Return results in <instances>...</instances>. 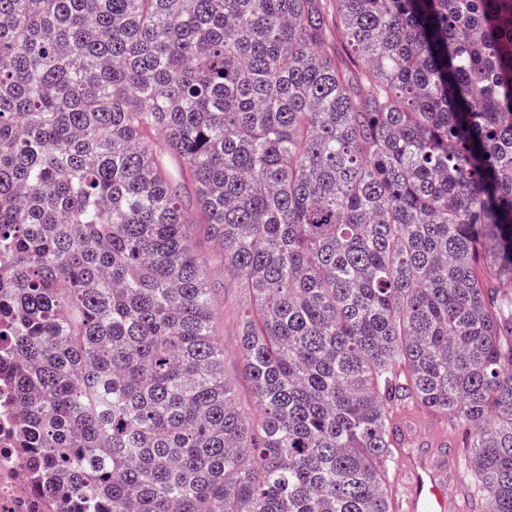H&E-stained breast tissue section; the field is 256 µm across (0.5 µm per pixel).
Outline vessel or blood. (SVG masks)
Masks as SVG:
<instances>
[{
  "label": "vessel or blood",
  "instance_id": "vessel-or-blood-1",
  "mask_svg": "<svg viewBox=\"0 0 512 512\" xmlns=\"http://www.w3.org/2000/svg\"><path fill=\"white\" fill-rule=\"evenodd\" d=\"M435 442V451L404 456L401 471L394 474L399 512H468L467 499L446 492L447 485L460 478L458 460L441 452V445L447 442L445 435H437Z\"/></svg>",
  "mask_w": 512,
  "mask_h": 512
}]
</instances>
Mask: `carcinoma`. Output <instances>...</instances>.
Returning <instances> with one entry per match:
<instances>
[{
  "instance_id": "obj_1",
  "label": "carcinoma",
  "mask_w": 512,
  "mask_h": 512,
  "mask_svg": "<svg viewBox=\"0 0 512 512\" xmlns=\"http://www.w3.org/2000/svg\"><path fill=\"white\" fill-rule=\"evenodd\" d=\"M0 256L60 512H394L401 408L512 512V0H0ZM197 245L209 259L215 286L212 304L216 313L215 334L224 344V376L234 385L238 406L255 416L259 410L251 386L243 374L239 352L242 314L250 305L249 295L224 272V260L214 242L201 236Z\"/></svg>"
}]
</instances>
